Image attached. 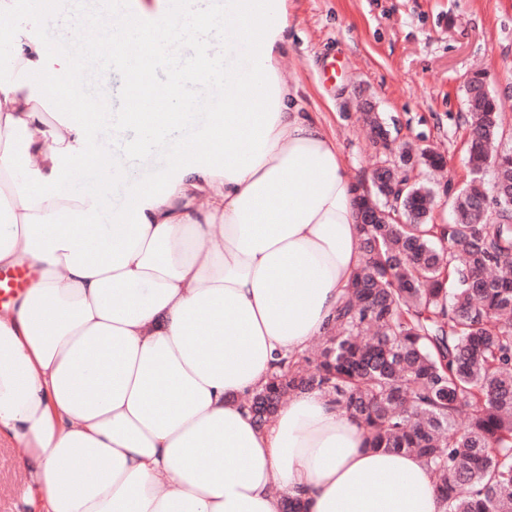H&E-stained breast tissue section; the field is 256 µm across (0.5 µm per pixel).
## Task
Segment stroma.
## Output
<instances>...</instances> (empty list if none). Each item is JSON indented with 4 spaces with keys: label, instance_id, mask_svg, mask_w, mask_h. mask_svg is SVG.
Listing matches in <instances>:
<instances>
[{
    "label": "stroma",
    "instance_id": "stroma-1",
    "mask_svg": "<svg viewBox=\"0 0 512 512\" xmlns=\"http://www.w3.org/2000/svg\"><path fill=\"white\" fill-rule=\"evenodd\" d=\"M288 11L284 68L335 135L349 176L368 180L380 159L360 120L368 101L394 120L398 140L444 151L434 221H450L448 194L470 176L462 85L471 72H488L512 140V0H288Z\"/></svg>",
    "mask_w": 512,
    "mask_h": 512
}]
</instances>
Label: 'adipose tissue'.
I'll return each instance as SVG.
<instances>
[{"label":"adipose tissue","instance_id":"ef3b65f1","mask_svg":"<svg viewBox=\"0 0 512 512\" xmlns=\"http://www.w3.org/2000/svg\"><path fill=\"white\" fill-rule=\"evenodd\" d=\"M224 158L186 148L120 219L68 191L88 130L46 112L50 56L20 20L0 73V443L41 512H443L416 456L374 450L318 392L256 426L243 398L330 327L363 257L335 137L281 68L286 0H232ZM53 152H42L40 137ZM26 279L22 272L0 275V311L25 291Z\"/></svg>","mask_w":512,"mask_h":512}]
</instances>
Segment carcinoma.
Masks as SVG:
<instances>
[{"instance_id":"cac0c4a2","label":"carcinoma","mask_w":512,"mask_h":512,"mask_svg":"<svg viewBox=\"0 0 512 512\" xmlns=\"http://www.w3.org/2000/svg\"><path fill=\"white\" fill-rule=\"evenodd\" d=\"M486 76L464 82L472 179L453 220L433 223L436 195L412 177L443 155L399 144L383 163L403 192L391 204L364 184L383 222L361 225L363 262L330 330L245 400L263 425L287 396L325 393L369 447L421 458L444 512H512V206L494 202L512 191V145Z\"/></svg>"}]
</instances>
